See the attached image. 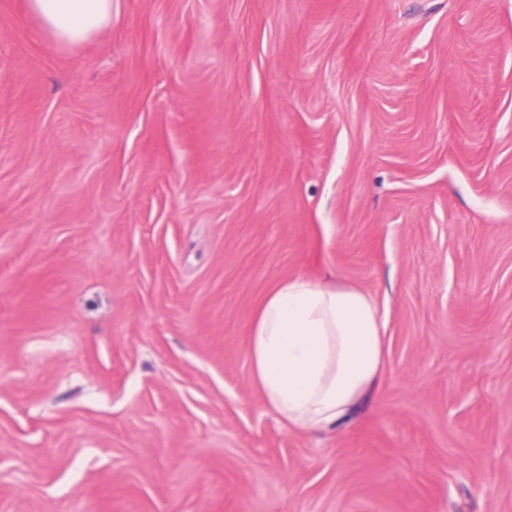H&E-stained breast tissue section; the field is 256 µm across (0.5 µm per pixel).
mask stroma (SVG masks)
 <instances>
[{"label":"stroma","mask_w":512,"mask_h":512,"mask_svg":"<svg viewBox=\"0 0 512 512\" xmlns=\"http://www.w3.org/2000/svg\"><path fill=\"white\" fill-rule=\"evenodd\" d=\"M363 292L328 429L257 310ZM0 512H512V0H0ZM42 34L66 47L77 46L112 23V0H27ZM382 327L358 289L301 275L280 282L250 333L253 378L265 404L288 427L336 425L382 378Z\"/></svg>","instance_id":"stroma-1"}]
</instances>
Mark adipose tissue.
Masks as SVG:
<instances>
[{"instance_id":"1","label":"adipose tissue","mask_w":512,"mask_h":512,"mask_svg":"<svg viewBox=\"0 0 512 512\" xmlns=\"http://www.w3.org/2000/svg\"><path fill=\"white\" fill-rule=\"evenodd\" d=\"M42 34L79 45L112 22V0H26ZM380 315L358 289L304 276L280 282L261 304L249 356L265 404L294 428L334 425L380 381Z\"/></svg>"}]
</instances>
